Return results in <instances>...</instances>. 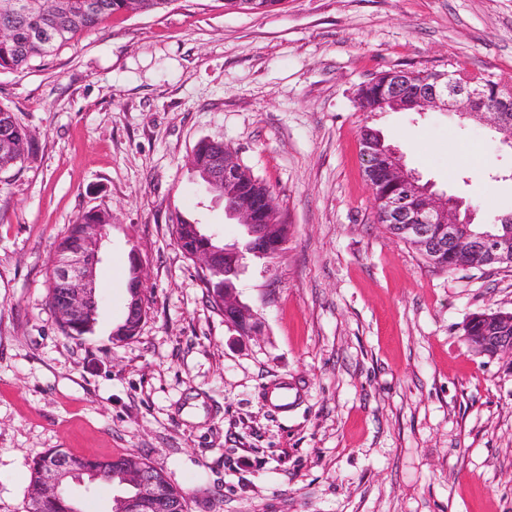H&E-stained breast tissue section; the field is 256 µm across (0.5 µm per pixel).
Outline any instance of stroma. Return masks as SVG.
Here are the masks:
<instances>
[{
    "label": "stroma",
    "instance_id": "1",
    "mask_svg": "<svg viewBox=\"0 0 512 512\" xmlns=\"http://www.w3.org/2000/svg\"><path fill=\"white\" fill-rule=\"evenodd\" d=\"M451 64L512 85V0H173L0 71V105L38 147L0 173V512H25L53 448L139 453L187 512H512V361L462 340L474 314L512 312V267L429 268L378 224L359 148L372 128L476 223L512 213V148L489 125L354 106L376 74ZM204 138L237 151L288 226L279 254L244 260L250 337L172 233L179 213L242 234L188 167ZM100 209L102 311L72 340L48 276L68 225ZM133 248L149 309L116 342ZM282 380L285 412L267 395Z\"/></svg>",
    "mask_w": 512,
    "mask_h": 512
}]
</instances>
